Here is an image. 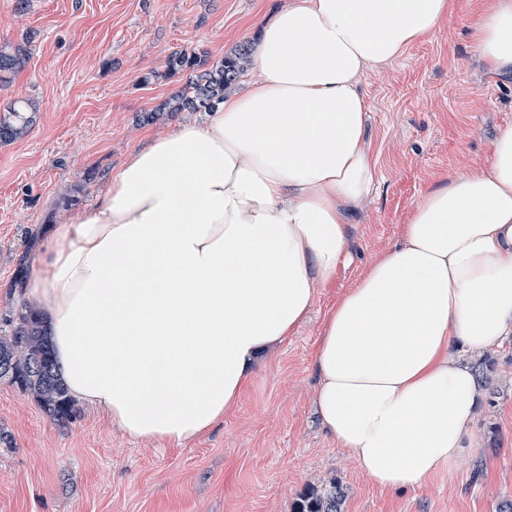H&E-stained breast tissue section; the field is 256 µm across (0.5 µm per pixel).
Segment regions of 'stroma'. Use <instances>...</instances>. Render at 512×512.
<instances>
[{"label":"stroma","instance_id":"obj_1","mask_svg":"<svg viewBox=\"0 0 512 512\" xmlns=\"http://www.w3.org/2000/svg\"><path fill=\"white\" fill-rule=\"evenodd\" d=\"M283 0H0V46L26 44L29 59L0 83V111L30 102L25 138L0 144V316L23 300L13 280L19 255L36 264L48 212L69 223L90 208L108 179L149 139L205 112L154 124L144 111L179 90L163 78L176 51L218 60L251 40ZM480 0H456L433 36L366 72L360 92L376 191L351 217L350 252L334 282L319 289L307 319L264 356L224 418L177 446L122 434L87 407L59 425L31 395L0 381V512H295L303 493L341 483L344 512H497L512 499V335L488 346L498 367L495 405L481 403L475 452L407 490L377 487L316 419L314 353L325 320L366 263L395 244L407 216L437 180L486 164L497 129L512 123V79L485 70L472 24ZM94 181H86L88 171Z\"/></svg>","mask_w":512,"mask_h":512}]
</instances>
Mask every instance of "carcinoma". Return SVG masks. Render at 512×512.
<instances>
[{
  "label": "carcinoma",
  "mask_w": 512,
  "mask_h": 512,
  "mask_svg": "<svg viewBox=\"0 0 512 512\" xmlns=\"http://www.w3.org/2000/svg\"><path fill=\"white\" fill-rule=\"evenodd\" d=\"M29 56L18 44L0 47V81L21 68ZM250 64V46L246 43L210 62L204 54L179 51L170 54L163 77H186L183 86L159 107L144 116L153 121L159 112H206L224 98ZM34 116L20 101L0 115V143H10L26 136ZM8 330L0 333V379L32 395L41 410L54 422L67 424L76 418L73 401L60 379L46 328L36 312L27 304L5 319ZM497 362L485 356L473 365L478 383L488 390L489 405L495 404L496 390L492 386ZM345 491L331 480L321 487H310L296 512H342Z\"/></svg>",
  "instance_id": "carcinoma-1"
}]
</instances>
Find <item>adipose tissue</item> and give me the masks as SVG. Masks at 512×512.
Here are the masks:
<instances>
[{"instance_id": "1", "label": "adipose tissue", "mask_w": 512, "mask_h": 512, "mask_svg": "<svg viewBox=\"0 0 512 512\" xmlns=\"http://www.w3.org/2000/svg\"><path fill=\"white\" fill-rule=\"evenodd\" d=\"M450 0H285L251 48L259 73L131 154L46 241L27 301L69 396L130 437L186 444L223 419L259 361L335 280L371 194L363 74L447 21ZM479 60L512 75V0H486ZM512 333V125L487 165L416 202L326 319L321 426L384 489L478 446L462 346Z\"/></svg>"}]
</instances>
